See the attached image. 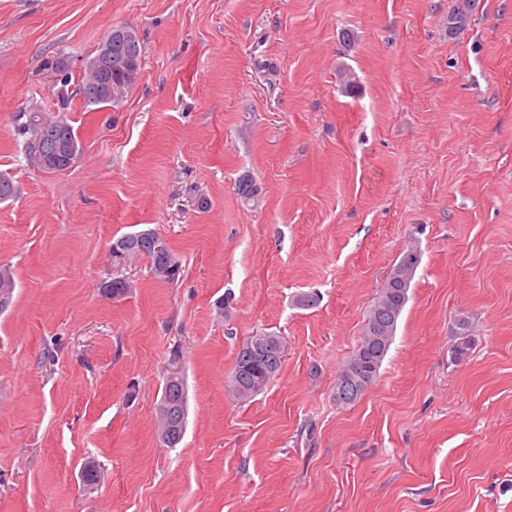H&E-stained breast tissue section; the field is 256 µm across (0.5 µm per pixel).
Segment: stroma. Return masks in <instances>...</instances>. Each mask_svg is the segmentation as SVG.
Instances as JSON below:
<instances>
[{
    "label": "stroma",
    "mask_w": 512,
    "mask_h": 512,
    "mask_svg": "<svg viewBox=\"0 0 512 512\" xmlns=\"http://www.w3.org/2000/svg\"><path fill=\"white\" fill-rule=\"evenodd\" d=\"M458 2L0 0V174L17 187L0 201V512H512V0H471L452 38ZM120 25L144 52L128 96L74 99L82 154L30 168L15 114L56 111L52 62L80 81ZM143 229L179 280L142 260L103 293L113 238ZM410 247L379 376L338 404ZM260 331L285 355L243 402L228 383ZM172 373L173 448L157 431ZM419 264L416 250H407L389 272L370 306L363 336L336 376L335 399L338 404H352L377 378L382 363L393 344L398 322L409 300V291ZM357 386L348 397L340 395L347 387ZM177 379L180 381L183 392L177 385L171 384L168 377L164 383L161 395L163 397L167 393L168 398L173 404L185 405L187 410L186 388L183 380L180 377ZM170 401L166 398H162L157 406L159 416L163 422V430L161 429V432L163 433L162 441L167 445L173 440L175 435L177 436L182 431L183 428V412L175 411V407Z\"/></svg>",
    "instance_id": "obj_1"
}]
</instances>
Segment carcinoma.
Masks as SVG:
<instances>
[{"instance_id":"obj_1","label":"carcinoma","mask_w":512,"mask_h":512,"mask_svg":"<svg viewBox=\"0 0 512 512\" xmlns=\"http://www.w3.org/2000/svg\"><path fill=\"white\" fill-rule=\"evenodd\" d=\"M469 6L456 8L448 16V36L453 37L463 30L469 21ZM142 45L130 40L114 43L107 48L101 41L93 57L88 59L84 76L74 90H69L71 77L65 63H55V96L61 110L45 112L38 107L18 113L14 118V136L21 144L27 165L44 172H57L72 166L82 154V144L71 124L65 109L69 100L78 96L85 106L104 108L123 101L135 83L141 70ZM238 192L245 203L258 199L259 191L247 177L239 181ZM109 256L112 267L124 269L133 261L149 259L150 271L159 280L173 282L166 270L180 269L173 253L166 249L160 253L151 249L145 241L129 233L117 238L111 245ZM419 264L418 253L411 249L401 255L389 272L370 306L363 336L356 349L348 357L336 376L335 399L338 404H352L377 378L382 363L393 344L398 322L409 300V291ZM15 290L12 271L0 266V301L3 308L11 304ZM277 338L274 332H261L245 339L240 345L234 363L233 376L250 390L247 395L232 387L233 396L248 401L262 392L281 368L274 369L255 361L246 348L249 346H273Z\"/></svg>"}]
</instances>
